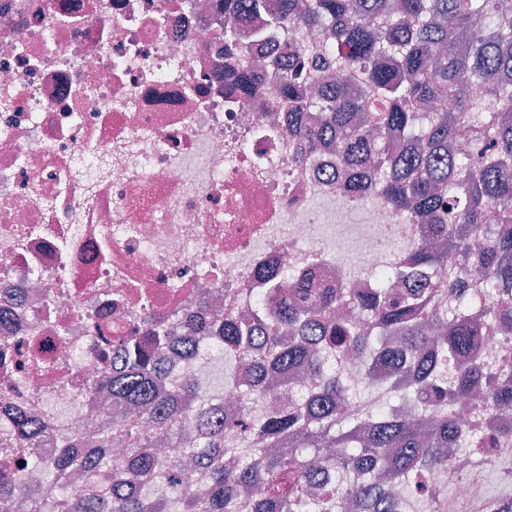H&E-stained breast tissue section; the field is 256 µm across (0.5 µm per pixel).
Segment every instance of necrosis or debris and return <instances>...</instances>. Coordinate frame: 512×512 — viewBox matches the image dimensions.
<instances>
[{
	"mask_svg": "<svg viewBox=\"0 0 512 512\" xmlns=\"http://www.w3.org/2000/svg\"><path fill=\"white\" fill-rule=\"evenodd\" d=\"M217 0H0V470L21 411L52 439L94 437L114 405L89 394L107 342L151 319L251 311L273 267L322 288L373 287L425 233L376 194L336 188V156L299 161L273 86L245 97ZM512 456H456L464 512Z\"/></svg>",
	"mask_w": 512,
	"mask_h": 512,
	"instance_id": "obj_1",
	"label": "necrosis or debris"
}]
</instances>
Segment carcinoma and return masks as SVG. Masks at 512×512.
Instances as JSON below:
<instances>
[{"label":"carcinoma","mask_w":512,"mask_h":512,"mask_svg":"<svg viewBox=\"0 0 512 512\" xmlns=\"http://www.w3.org/2000/svg\"><path fill=\"white\" fill-rule=\"evenodd\" d=\"M221 2L224 47L246 57L285 29L324 33L318 56L299 50L261 71L243 67L240 91L275 84L299 153L336 147L343 194L373 191L428 236L367 291H325L307 305L302 280L286 284L263 268L267 314L243 319L229 308L176 331L148 322L94 381L116 402L94 446L77 435L46 460L35 449L48 427L13 415L23 468H44L53 482L32 488L1 471L0 512H13L19 496L30 512H170V501L178 512H347L350 501L361 512H406L409 501L393 499L387 481L410 486L448 472L458 453L496 447V432L464 429L458 410L479 396L512 407V366L492 375L479 356L483 316L512 329V0H400L397 14L390 0ZM257 17L263 26L241 42L240 25ZM466 75L496 110L473 98ZM457 143L467 149L451 150ZM457 253L469 254V268L449 265ZM448 295L452 314L433 306ZM209 344L234 362L236 412L218 398L195 402L193 381L174 373L175 360ZM343 350L389 373L351 385L336 372ZM296 368L317 384L289 401L281 389ZM159 435L179 440L180 457L154 452ZM119 438L129 452L113 466ZM186 463L206 475L203 493L180 483ZM75 472L84 482L71 489ZM426 508L448 512V484Z\"/></svg>","instance_id":"carcinoma-1"}]
</instances>
